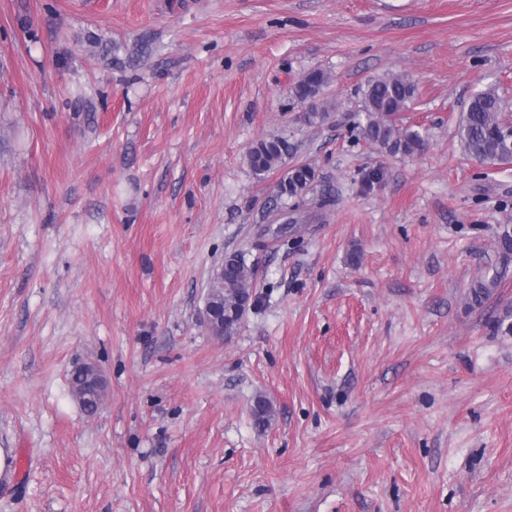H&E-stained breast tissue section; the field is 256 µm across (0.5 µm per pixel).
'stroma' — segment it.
Segmentation results:
<instances>
[{
    "instance_id": "35a3bbf8",
    "label": "stroma",
    "mask_w": 512,
    "mask_h": 512,
    "mask_svg": "<svg viewBox=\"0 0 512 512\" xmlns=\"http://www.w3.org/2000/svg\"><path fill=\"white\" fill-rule=\"evenodd\" d=\"M392 73L426 143L379 160L360 89ZM487 84L512 118V0H0V512H512V271L472 300L512 166L457 134ZM272 137L334 196L278 240ZM233 253L259 302L220 339ZM330 81L329 74L322 69H312L303 75L293 86L291 92L293 97L301 103L310 102L307 120L315 125L326 121L329 118V112L324 102L321 109L314 104L315 100L323 95ZM287 152L286 144L279 138L260 140L247 152V160L254 174L261 176L279 168ZM255 271L247 265L242 256L233 254L224 259V300L223 307L213 306L210 302L205 301L204 310L202 311V322L204 326L216 337H224V311L231 313V306L236 298L243 290L254 288ZM249 297L241 304L239 327L244 319L246 311L251 307L253 301V289L249 290ZM223 323V327L220 326ZM238 327V328H239Z\"/></svg>"
}]
</instances>
